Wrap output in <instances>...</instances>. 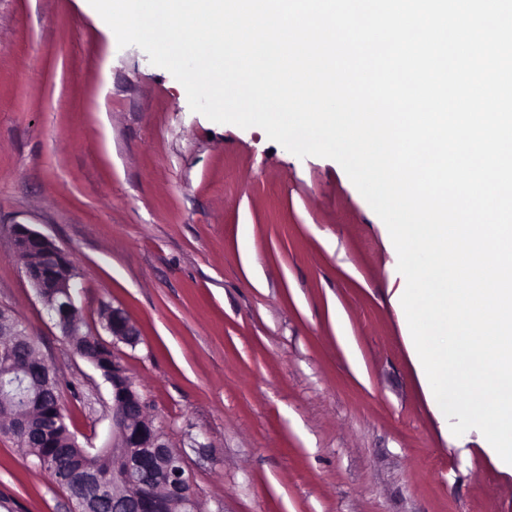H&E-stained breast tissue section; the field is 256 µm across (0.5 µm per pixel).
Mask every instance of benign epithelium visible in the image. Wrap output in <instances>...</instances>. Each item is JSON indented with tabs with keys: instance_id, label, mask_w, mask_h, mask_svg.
Masks as SVG:
<instances>
[{
	"instance_id": "obj_1",
	"label": "benign epithelium",
	"mask_w": 512,
	"mask_h": 512,
	"mask_svg": "<svg viewBox=\"0 0 512 512\" xmlns=\"http://www.w3.org/2000/svg\"><path fill=\"white\" fill-rule=\"evenodd\" d=\"M13 241L21 250H33L43 254L41 263L35 267H24L31 286L55 320L63 335H81L79 327L73 323L75 304L72 296L74 273L64 274V263L68 254L47 237L24 224L13 227ZM62 289L66 305L53 304L52 292ZM9 312L0 309V336H22V325L8 319ZM106 331L112 336L107 343L95 336L86 348L74 347L82 358L97 368L112 389V404L120 408V413L112 414V455L115 461L112 474L84 468L82 481L94 487V499L87 503L74 493L68 494L73 512H101L109 506L112 512H155L152 500L138 491L143 474L147 473L153 459L166 454L168 443L145 412L144 404L136 389L134 380L128 375L118 360L116 344L133 345L137 342L138 330L125 312L112 307L107 310ZM186 459L184 454L175 452L172 462L164 469L152 473V478L167 487L172 499L190 506L186 512H197L195 498L190 492L185 476ZM126 491H121V488Z\"/></svg>"
}]
</instances>
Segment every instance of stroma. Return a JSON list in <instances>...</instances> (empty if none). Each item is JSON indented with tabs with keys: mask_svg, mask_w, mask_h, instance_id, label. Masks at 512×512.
Returning <instances> with one entry per match:
<instances>
[{
	"mask_svg": "<svg viewBox=\"0 0 512 512\" xmlns=\"http://www.w3.org/2000/svg\"><path fill=\"white\" fill-rule=\"evenodd\" d=\"M25 224L70 257L84 330L103 307L198 512H512V474L455 436L418 363L384 222L343 168L192 111L88 0H0V309L59 377L81 446L112 395L16 256ZM0 434V512H68Z\"/></svg>",
	"mask_w": 512,
	"mask_h": 512,
	"instance_id": "35a3bbf8",
	"label": "stroma"
}]
</instances>
